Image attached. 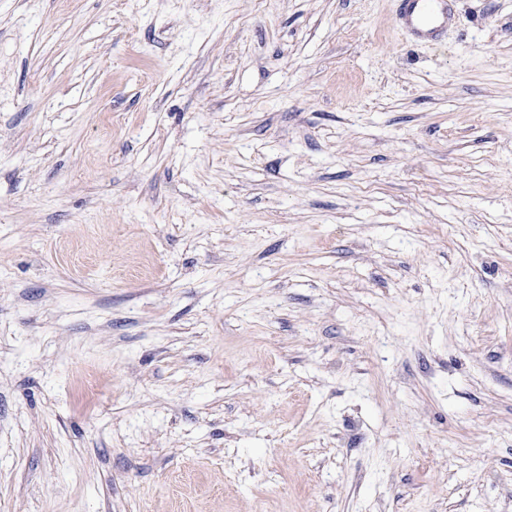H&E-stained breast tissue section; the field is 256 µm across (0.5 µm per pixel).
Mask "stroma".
<instances>
[{
	"label": "stroma",
	"instance_id": "obj_1",
	"mask_svg": "<svg viewBox=\"0 0 512 512\" xmlns=\"http://www.w3.org/2000/svg\"><path fill=\"white\" fill-rule=\"evenodd\" d=\"M0 0V512H512V0ZM398 24L419 40H437L453 19L452 0H396Z\"/></svg>",
	"mask_w": 512,
	"mask_h": 512
}]
</instances>
